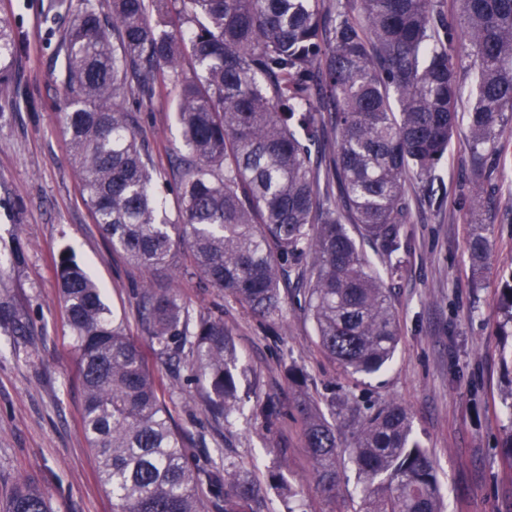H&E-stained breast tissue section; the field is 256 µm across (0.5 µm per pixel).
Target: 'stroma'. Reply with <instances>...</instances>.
Returning a JSON list of instances; mask_svg holds the SVG:
<instances>
[{
  "instance_id": "1",
  "label": "stroma",
  "mask_w": 512,
  "mask_h": 512,
  "mask_svg": "<svg viewBox=\"0 0 512 512\" xmlns=\"http://www.w3.org/2000/svg\"><path fill=\"white\" fill-rule=\"evenodd\" d=\"M18 43L13 81L0 89V295H7L33 321V342L0 335V494L18 477L47 489L56 512H112V499L97 477V461L80 425L82 397L78 353L63 317L54 260L72 252L101 284L110 308L125 319L147 363L167 369L145 341L137 321L140 270L113 251L84 204L67 153L64 114L68 96L60 81L58 45L70 15L48 12V0H0ZM179 92L168 83L152 102L127 95L138 139L149 149L168 183L180 177L171 151L180 146L174 119ZM501 155L476 161L458 128L434 184L442 205L429 203L416 181L406 184L411 250L387 286L400 323V341L388 367L370 376L345 375L321 353L313 322L295 297L281 291L278 318L253 317L197 279H182L191 307L224 308L239 360L234 369L240 407L231 425L215 432L197 399L195 385H182L169 410L192 439L221 443L228 460L249 477L268 483L281 470L306 512H351L357 474L348 454L352 431L339 426L342 455L336 492L325 500L312 478L296 403L337 394L367 404L399 402L410 413L414 437L428 448L438 469L446 512H512V471L502 448L512 398V336L503 319V274L512 272V130ZM492 168L487 202L473 211L464 181L477 166ZM487 226L491 252L474 269L467 241L474 223ZM25 261L13 266L12 249ZM309 380L296 384L289 367ZM273 397L281 414L273 424L253 415L257 400Z\"/></svg>"
}]
</instances>
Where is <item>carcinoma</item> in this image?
Listing matches in <instances>:
<instances>
[{
  "instance_id": "carcinoma-1",
  "label": "carcinoma",
  "mask_w": 512,
  "mask_h": 512,
  "mask_svg": "<svg viewBox=\"0 0 512 512\" xmlns=\"http://www.w3.org/2000/svg\"><path fill=\"white\" fill-rule=\"evenodd\" d=\"M55 0L72 14L60 38L70 159L82 197L112 249L149 274L197 277L259 318L280 313L285 273L294 275L321 351L346 373L373 375L400 336L386 280L409 241L406 181L429 185L460 121L484 159L512 126V0H462L460 21L439 0ZM16 43L0 18V86ZM194 62L182 74L181 59ZM474 90L459 111L460 74ZM141 77L179 82L176 122L185 153L175 213L156 190L157 172L120 100ZM339 197L320 189L321 176ZM355 224L381 260L374 266L345 227ZM483 225L467 248L478 268L490 250ZM66 325L80 355L81 427L98 461L112 512H262L267 488L232 461L192 468L166 392L199 385L215 426L238 410L237 352L224 312H201L180 290L148 281L138 317L169 381L147 368L103 289L73 254L57 264ZM0 333L31 341L28 318L0 298ZM190 375L182 378L181 370ZM319 492L338 469L336 425L297 405ZM253 413L279 414L272 400ZM351 461L360 483L354 512H445L434 463L411 437L396 402L351 415ZM285 512L297 492L272 475ZM0 512H53L49 494L16 482Z\"/></svg>"
}]
</instances>
